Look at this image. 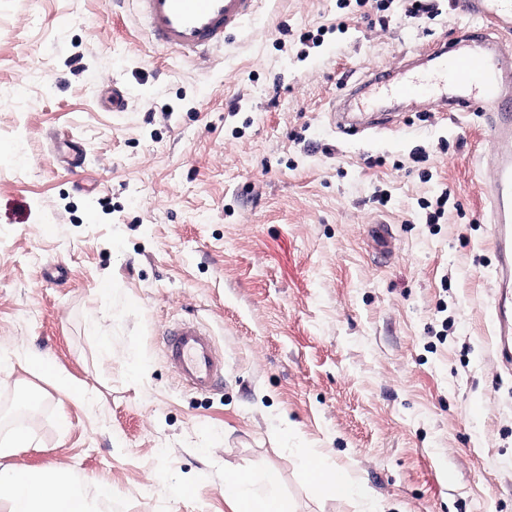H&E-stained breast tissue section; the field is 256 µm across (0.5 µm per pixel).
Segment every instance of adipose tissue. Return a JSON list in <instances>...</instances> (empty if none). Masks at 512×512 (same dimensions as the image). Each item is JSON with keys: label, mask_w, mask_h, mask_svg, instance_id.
Instances as JSON below:
<instances>
[{"label": "adipose tissue", "mask_w": 512, "mask_h": 512, "mask_svg": "<svg viewBox=\"0 0 512 512\" xmlns=\"http://www.w3.org/2000/svg\"><path fill=\"white\" fill-rule=\"evenodd\" d=\"M306 477L321 485L336 498L359 495L360 487L346 470L330 465L314 454H302ZM267 492L254 488L250 474L239 472L227 477L225 489L237 512H293L290 503L272 494L279 475L268 470L263 477ZM0 512H103V502L89 498L74 475L59 467H44L27 472L0 470Z\"/></svg>", "instance_id": "adipose-tissue-1"}]
</instances>
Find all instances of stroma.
I'll use <instances>...</instances> for the list:
<instances>
[{
    "label": "stroma",
    "mask_w": 512,
    "mask_h": 512,
    "mask_svg": "<svg viewBox=\"0 0 512 512\" xmlns=\"http://www.w3.org/2000/svg\"><path fill=\"white\" fill-rule=\"evenodd\" d=\"M436 5L388 0L383 27L364 0H261L183 56L133 0H0V437L32 440L0 468H71L110 512H235L225 477L270 468L295 512H512L484 119L392 98L393 128L335 126L372 72L456 37ZM186 317L224 358L206 393L162 350ZM27 391L39 415L5 420ZM300 448L366 500L306 482Z\"/></svg>",
    "instance_id": "stroma-1"
}]
</instances>
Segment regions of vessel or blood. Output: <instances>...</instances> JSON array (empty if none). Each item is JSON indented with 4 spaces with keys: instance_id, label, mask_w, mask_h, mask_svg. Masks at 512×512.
<instances>
[{
    "instance_id": "obj_1",
    "label": "vessel or blood",
    "mask_w": 512,
    "mask_h": 512,
    "mask_svg": "<svg viewBox=\"0 0 512 512\" xmlns=\"http://www.w3.org/2000/svg\"><path fill=\"white\" fill-rule=\"evenodd\" d=\"M151 41L178 54H201L223 45L256 12L258 0H134ZM460 15L475 22L464 47L432 53L426 75L377 72L369 84L376 97L436 98L452 112H481L495 145L487 191L488 219L494 227L497 274L512 286V112L500 106L503 87L512 83L505 41L512 39V0H457ZM167 360L187 387L207 391L223 378L224 362L211 334L196 321L174 324L165 341Z\"/></svg>"
}]
</instances>
